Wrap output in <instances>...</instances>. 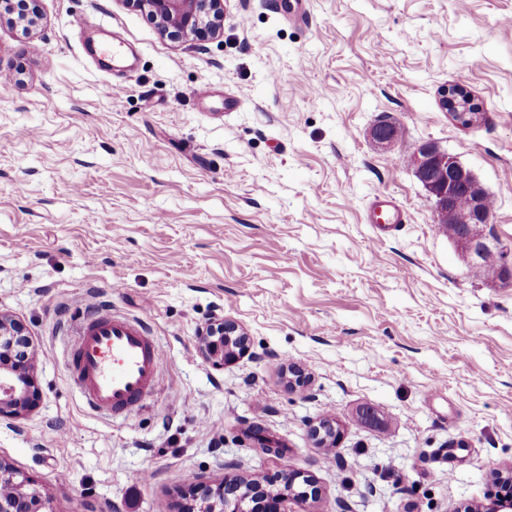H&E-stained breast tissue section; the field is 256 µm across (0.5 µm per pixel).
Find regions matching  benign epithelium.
Returning a JSON list of instances; mask_svg holds the SVG:
<instances>
[{
	"instance_id": "benign-epithelium-1",
	"label": "benign epithelium",
	"mask_w": 512,
	"mask_h": 512,
	"mask_svg": "<svg viewBox=\"0 0 512 512\" xmlns=\"http://www.w3.org/2000/svg\"><path fill=\"white\" fill-rule=\"evenodd\" d=\"M144 11L159 27L176 38L190 37L200 29L218 31L224 0H127ZM442 107L461 125L473 117L470 99L459 89L442 92ZM418 178L433 196L436 214L448 215V223L463 229L457 244L468 254L477 255L488 244L476 234V227L488 223L490 212L482 198L470 199L465 207L455 203L457 195L467 191L473 174L459 158L427 143L415 157ZM208 354L220 362L230 361L247 344L243 328L231 319L215 318L201 331ZM25 341L23 327L0 313V418L16 417L27 410L37 390L30 375L31 359L12 361L9 351L15 343ZM312 486V479L301 472L285 469L274 482L281 491L275 495L259 481L226 476L216 488L207 489L200 502L188 505L184 512H288L290 499H305L306 493L295 490L297 479ZM11 490L0 494V512H54L51 499L37 487L34 479L24 476L0 462V482Z\"/></svg>"
}]
</instances>
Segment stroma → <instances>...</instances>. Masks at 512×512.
<instances>
[{
  "label": "stroma",
  "mask_w": 512,
  "mask_h": 512,
  "mask_svg": "<svg viewBox=\"0 0 512 512\" xmlns=\"http://www.w3.org/2000/svg\"><path fill=\"white\" fill-rule=\"evenodd\" d=\"M27 2L35 27L0 19V313L33 345L39 397L0 422V461L54 512L175 510L193 476L286 466L320 489L290 512L494 504L512 469V285L441 231L412 155L458 156L512 265V0H307L303 24L277 0H224L220 36L183 40L128 0ZM99 37L131 67L102 69ZM453 85L472 124L439 104ZM382 122L400 130L387 149ZM384 194L406 215L388 231L366 221ZM97 309L165 351L124 418L88 410L68 372L66 320ZM215 315L249 336L221 366L199 337ZM292 365L309 379L295 391ZM324 417L343 427L332 448L309 434Z\"/></svg>",
  "instance_id": "obj_1"
}]
</instances>
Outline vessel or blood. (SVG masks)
<instances>
[{
	"instance_id": "vessel-or-blood-1",
	"label": "vessel or blood",
	"mask_w": 512,
	"mask_h": 512,
	"mask_svg": "<svg viewBox=\"0 0 512 512\" xmlns=\"http://www.w3.org/2000/svg\"><path fill=\"white\" fill-rule=\"evenodd\" d=\"M368 223L397 226L404 213L389 196L376 197ZM70 354L73 383L90 409L113 418L125 416L153 389L163 349L144 323L106 312L77 314Z\"/></svg>"
}]
</instances>
